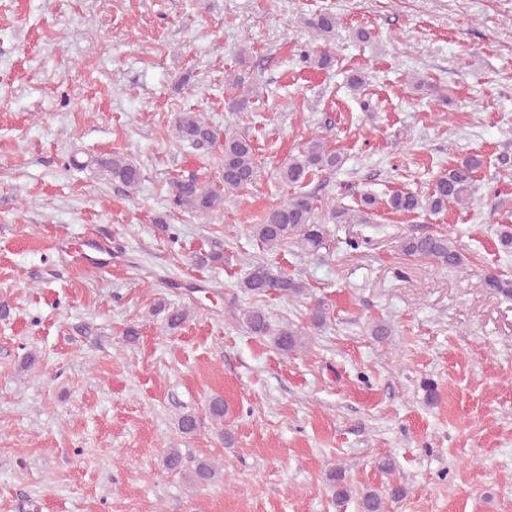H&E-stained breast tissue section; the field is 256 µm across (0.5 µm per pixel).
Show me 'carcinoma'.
<instances>
[{
	"mask_svg": "<svg viewBox=\"0 0 512 512\" xmlns=\"http://www.w3.org/2000/svg\"><path fill=\"white\" fill-rule=\"evenodd\" d=\"M305 27L314 40L324 44L318 53L303 54L304 61L320 68H329L334 56L331 51L338 18L330 11L314 14L304 20ZM227 86L236 91L230 97V107L236 112H245L254 104L252 85L246 82V73L235 74L227 80ZM175 138L179 143L195 147L214 145L222 142L220 156L221 186L199 182L194 177L175 179L170 183L169 195L172 204L198 218H209L223 203L224 194L244 189L256 182L262 169L261 161L250 140L230 133H224L204 114L181 112L174 121ZM339 154L329 150L322 139H309L298 153L275 170V176L287 185L299 187L316 173L332 170L341 165ZM112 182L126 188H134L141 180L140 167L123 155L95 160ZM478 156H468L458 164L440 173L427 195L417 192L397 191L387 200V206L402 213L439 214L448 204H466L472 196L474 173L480 168ZM378 200L371 194L364 195L356 208L333 206L326 211L329 221L334 224H363L368 216L375 213ZM327 234L326 223L318 215L314 197L306 192H296L284 201L273 205L266 213L263 223L252 227V236L261 246L268 249L292 243L314 255L323 248ZM402 254L407 257L427 259L448 268L459 267L467 260L460 248L444 233L409 236L400 244ZM487 286L498 293L512 297V279L497 272L486 275ZM243 290L257 298L274 295L294 299L308 294L305 284L264 263L252 265L246 278L240 283ZM309 324L301 327L275 328L261 306L239 310L237 319L252 334L269 338L283 355H291L305 347L311 332L324 328L328 311L325 303L317 301L308 310ZM218 469L211 461L202 459L192 470L191 478L196 483H210L216 480ZM329 486L335 493L336 503L345 502L351 493L346 470L341 466L327 473ZM406 495L405 487L393 485L388 496L374 490L364 491L359 499V512H388V504Z\"/></svg>",
	"mask_w": 512,
	"mask_h": 512,
	"instance_id": "cac0c4a2",
	"label": "carcinoma"
}]
</instances>
